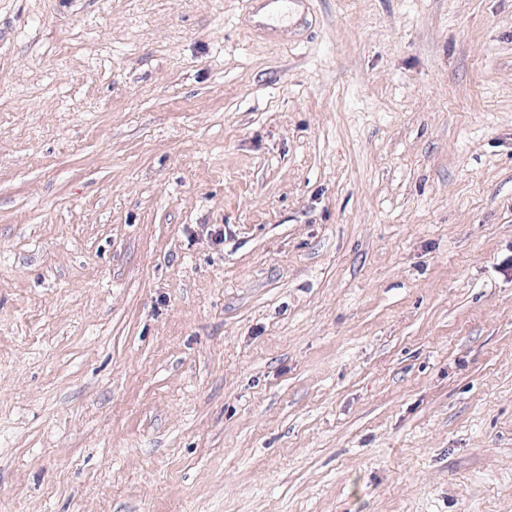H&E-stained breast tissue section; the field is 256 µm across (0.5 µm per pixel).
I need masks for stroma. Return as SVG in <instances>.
Wrapping results in <instances>:
<instances>
[{
	"label": "stroma",
	"mask_w": 512,
	"mask_h": 512,
	"mask_svg": "<svg viewBox=\"0 0 512 512\" xmlns=\"http://www.w3.org/2000/svg\"><path fill=\"white\" fill-rule=\"evenodd\" d=\"M0 0V512H512V0Z\"/></svg>",
	"instance_id": "obj_1"
}]
</instances>
